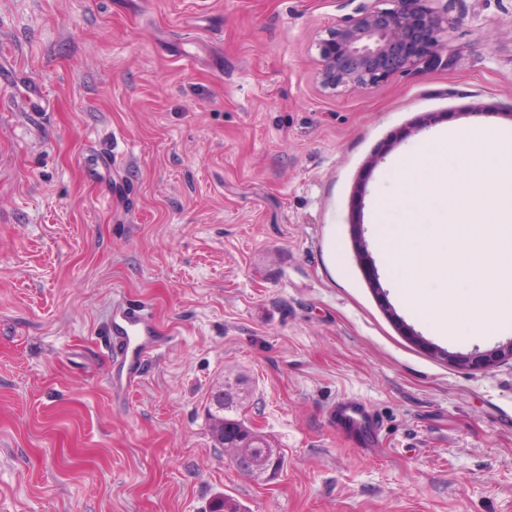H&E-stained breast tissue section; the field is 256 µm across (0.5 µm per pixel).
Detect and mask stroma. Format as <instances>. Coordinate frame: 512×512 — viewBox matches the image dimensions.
<instances>
[{
  "mask_svg": "<svg viewBox=\"0 0 512 512\" xmlns=\"http://www.w3.org/2000/svg\"><path fill=\"white\" fill-rule=\"evenodd\" d=\"M448 11L447 57L330 93L316 42L343 0H0V512H512V359H448L512 324L439 339L373 238L403 221L400 158L512 131V0ZM120 298L166 345L118 403ZM240 374L284 458L259 480L205 409ZM339 395L380 448L330 426ZM328 420L337 433L366 448H375L379 443L378 418L364 401L337 397L328 408Z\"/></svg>",
  "mask_w": 512,
  "mask_h": 512,
  "instance_id": "obj_1",
  "label": "stroma"
}]
</instances>
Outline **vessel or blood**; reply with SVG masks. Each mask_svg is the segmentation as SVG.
<instances>
[{
	"instance_id": "1",
	"label": "vessel or blood",
	"mask_w": 512,
	"mask_h": 512,
	"mask_svg": "<svg viewBox=\"0 0 512 512\" xmlns=\"http://www.w3.org/2000/svg\"><path fill=\"white\" fill-rule=\"evenodd\" d=\"M105 348L110 360L105 382L114 394L125 393L137 385L145 365L161 350L151 313L127 301L113 303ZM328 420L337 433L364 447L379 443L378 418L364 401L337 397L328 408Z\"/></svg>"
}]
</instances>
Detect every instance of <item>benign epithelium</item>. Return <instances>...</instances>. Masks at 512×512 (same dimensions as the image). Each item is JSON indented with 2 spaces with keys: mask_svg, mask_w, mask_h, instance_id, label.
Wrapping results in <instances>:
<instances>
[{
  "mask_svg": "<svg viewBox=\"0 0 512 512\" xmlns=\"http://www.w3.org/2000/svg\"><path fill=\"white\" fill-rule=\"evenodd\" d=\"M463 17L448 16L442 0H360L324 30L317 42L320 86L334 92L369 86L406 73L423 58H440ZM512 358V343L490 354L460 357L471 366Z\"/></svg>",
  "mask_w": 512,
  "mask_h": 512,
  "instance_id": "1",
  "label": "benign epithelium"
}]
</instances>
